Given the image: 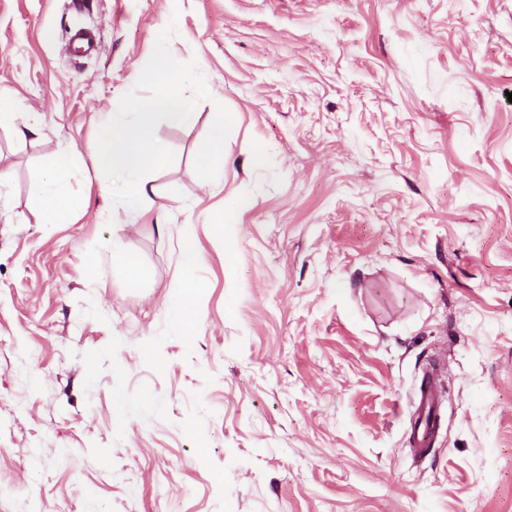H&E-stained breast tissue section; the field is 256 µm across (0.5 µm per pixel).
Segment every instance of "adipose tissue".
I'll use <instances>...</instances> for the list:
<instances>
[{
    "instance_id": "adipose-tissue-1",
    "label": "adipose tissue",
    "mask_w": 512,
    "mask_h": 512,
    "mask_svg": "<svg viewBox=\"0 0 512 512\" xmlns=\"http://www.w3.org/2000/svg\"><path fill=\"white\" fill-rule=\"evenodd\" d=\"M230 132L231 123L226 118L221 117L211 123L206 140L201 146V186L210 188L220 184L224 176V143ZM72 167L71 150L66 146L59 147L53 155L48 173L42 180L39 196L41 223H65L79 207L80 201L73 194L68 179ZM198 266L199 256L194 244L186 243L182 272L169 307L172 325L186 335L193 334L197 327L195 304L202 290V284L196 276Z\"/></svg>"
}]
</instances>
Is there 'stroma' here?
<instances>
[{"instance_id":"1","label":"stroma","mask_w":512,"mask_h":512,"mask_svg":"<svg viewBox=\"0 0 512 512\" xmlns=\"http://www.w3.org/2000/svg\"><path fill=\"white\" fill-rule=\"evenodd\" d=\"M169 26L210 96L158 124L140 220L105 223L98 122ZM80 27L97 52L68 51ZM511 92L512 0H0V95L38 127L0 121V512H512ZM61 144L87 206L42 224ZM228 196L251 205L221 230ZM231 132V122L226 116L215 119L205 142L201 146L202 168L199 181L202 187L211 188L221 183L224 177V142ZM198 266V252L192 241L188 240L183 253L182 272L169 307L172 325L185 335H192L197 327L195 304L203 288L195 274ZM113 266L119 268L130 279L141 275V265L132 255L126 252L119 242L112 244ZM441 406L440 394L432 383L425 382L420 388L417 406L418 416L411 439L415 448L428 450L434 442L438 422V410Z\"/></svg>"}]
</instances>
